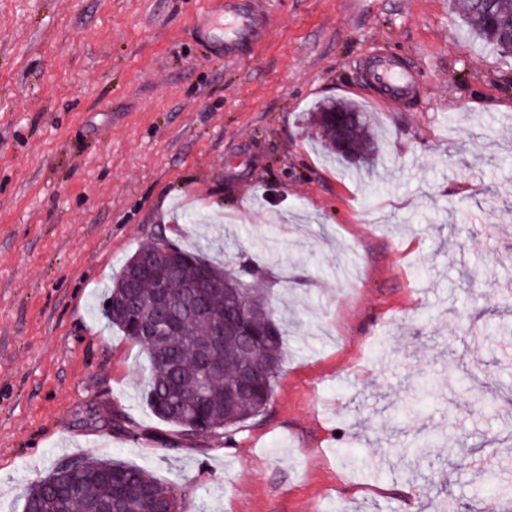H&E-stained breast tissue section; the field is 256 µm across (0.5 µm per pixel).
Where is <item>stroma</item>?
<instances>
[{
    "label": "stroma",
    "mask_w": 512,
    "mask_h": 512,
    "mask_svg": "<svg viewBox=\"0 0 512 512\" xmlns=\"http://www.w3.org/2000/svg\"><path fill=\"white\" fill-rule=\"evenodd\" d=\"M201 8L0 0V512L82 455L175 484L180 512H482L486 476L512 489V55L450 0H265L228 63ZM377 52L416 71L408 104L367 83ZM343 100L372 114V168L319 142L311 113ZM159 237L248 254L288 322L233 445L167 441L145 354L100 316ZM420 433L434 469L393 454Z\"/></svg>",
    "instance_id": "obj_1"
}]
</instances>
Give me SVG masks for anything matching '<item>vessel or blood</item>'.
I'll return each instance as SVG.
<instances>
[{
  "label": "vessel or blood",
  "instance_id": "1",
  "mask_svg": "<svg viewBox=\"0 0 512 512\" xmlns=\"http://www.w3.org/2000/svg\"><path fill=\"white\" fill-rule=\"evenodd\" d=\"M207 21L201 25L207 46L228 60H238L265 38L271 20L262 0H205ZM367 81L378 96L394 104L412 93L413 74L394 58L376 56L365 68Z\"/></svg>",
  "mask_w": 512,
  "mask_h": 512
}]
</instances>
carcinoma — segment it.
<instances>
[{"mask_svg":"<svg viewBox=\"0 0 512 512\" xmlns=\"http://www.w3.org/2000/svg\"><path fill=\"white\" fill-rule=\"evenodd\" d=\"M455 13L485 42L503 50L498 32L512 28V4L509 0H489L487 7L477 12L468 0H452ZM321 142L333 154L355 165L370 164L380 151V142L371 114L352 101L321 105L311 116ZM147 258L155 264L171 265L170 291L180 296L183 289L199 274L210 281L206 302L215 311L228 314L251 303L263 304L267 315L246 320L241 331L254 338V349L262 360V370L254 385L245 392L235 391V383L247 353L235 337L224 338V344L211 349L210 357L219 368L205 374L198 350L212 337V325L202 318L191 322L184 332L145 340L137 335L130 313L131 303L138 307L137 316L149 319L156 314V290L142 277L135 261ZM257 275L259 270L242 265L224 270L208 263L194 250L171 242L152 243L137 250L126 262L120 275L112 282L107 294L111 305H102L100 312L107 323L119 329L139 345L148 358L146 403L161 421L172 428L171 437L186 439L203 434H222L231 442L241 424L258 416L273 393L282 356L286 333L279 308L264 293L253 289L231 296L226 289L236 288L241 275ZM435 436L417 439L407 448H395L396 456L411 454L418 460L429 461L430 449L436 447ZM76 469L70 476L56 469L26 492L24 504L33 503L37 512H58V492L70 482L75 490L65 503L66 512H97L99 504L110 498L113 489L103 473L112 471L122 477L123 512H144L140 495L143 487H154L160 493L176 494L175 486L162 483L142 469L121 461L83 457L68 461Z\"/></svg>","mask_w":512,"mask_h":512,"instance_id":"obj_1","label":"carcinoma"}]
</instances>
